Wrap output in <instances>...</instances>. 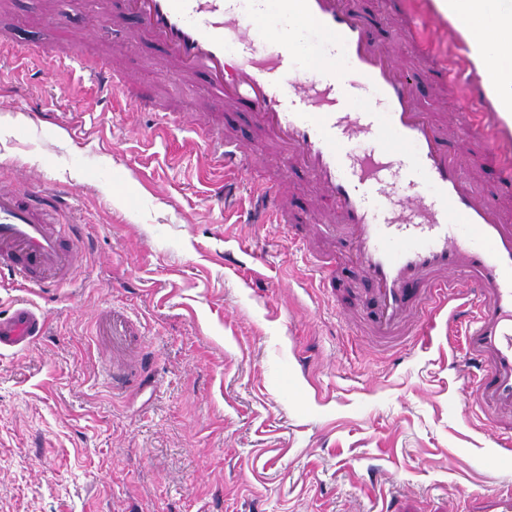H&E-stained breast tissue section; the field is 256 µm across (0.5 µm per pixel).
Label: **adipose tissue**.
<instances>
[{
	"instance_id": "obj_1",
	"label": "adipose tissue",
	"mask_w": 512,
	"mask_h": 512,
	"mask_svg": "<svg viewBox=\"0 0 512 512\" xmlns=\"http://www.w3.org/2000/svg\"><path fill=\"white\" fill-rule=\"evenodd\" d=\"M436 5L452 21L460 8H468V21L459 27L468 58L479 75L488 76V96L512 123V52L495 49L497 42H512V0H436Z\"/></svg>"
}]
</instances>
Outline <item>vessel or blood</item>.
<instances>
[{"mask_svg": "<svg viewBox=\"0 0 512 512\" xmlns=\"http://www.w3.org/2000/svg\"><path fill=\"white\" fill-rule=\"evenodd\" d=\"M134 38L162 45L181 77L205 75L226 112L250 113L284 166L298 165L345 250L321 266L323 285L346 263L368 285L362 318L376 346H392L451 304L460 329L467 408L480 409L498 444L512 445V164L504 158L512 133L470 67L436 61L412 10L395 25L392 44L377 41L371 19L347 0H125ZM416 44L417 66L434 83L462 90L472 119L433 121L419 105L415 68L396 51ZM100 92L120 96L132 82L108 63L91 68ZM227 177L219 196L232 195L253 153L241 139L211 127ZM479 145L498 170V203L476 187L458 151ZM251 223L279 219L286 191L271 183L255 191ZM80 246L56 206L0 180V271L29 286L69 281ZM112 348L113 384L145 382L139 332L119 312L98 317ZM45 331L28 302L0 318V352H20Z\"/></svg>", "mask_w": 512, "mask_h": 512, "instance_id": "b4317fda", "label": "vessel or blood"}]
</instances>
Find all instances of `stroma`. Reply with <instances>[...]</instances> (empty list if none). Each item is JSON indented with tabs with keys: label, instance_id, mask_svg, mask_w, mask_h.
<instances>
[{
	"label": "stroma",
	"instance_id": "obj_1",
	"mask_svg": "<svg viewBox=\"0 0 512 512\" xmlns=\"http://www.w3.org/2000/svg\"><path fill=\"white\" fill-rule=\"evenodd\" d=\"M85 37L84 0H0L20 50L0 59V180L61 192L85 242L71 281L29 291L0 277V317L30 298L46 332L0 356V512H480L512 486L500 448L464 402L462 338L370 345L351 266L323 288L287 224L255 228L215 194L224 169L187 117L98 101L50 48L103 55L129 95L190 102L249 144L245 112L208 83L162 70L161 49L112 23ZM429 39L467 46L434 0ZM118 309L151 358L149 387L104 381L98 315ZM508 457L495 476L487 458Z\"/></svg>",
	"mask_w": 512,
	"mask_h": 512
}]
</instances>
